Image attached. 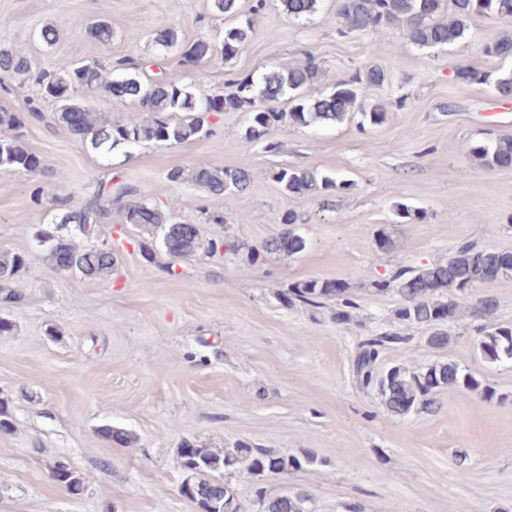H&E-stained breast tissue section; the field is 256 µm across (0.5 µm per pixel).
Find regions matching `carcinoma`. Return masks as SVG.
<instances>
[{
	"instance_id": "cac0c4a2",
	"label": "carcinoma",
	"mask_w": 512,
	"mask_h": 512,
	"mask_svg": "<svg viewBox=\"0 0 512 512\" xmlns=\"http://www.w3.org/2000/svg\"><path fill=\"white\" fill-rule=\"evenodd\" d=\"M288 16L303 21L315 14L320 0H281ZM212 11L225 18L224 31L212 39H199L191 44L181 42L178 30L168 20L157 24L154 42L158 55L171 49L181 50L183 65L194 67L203 61L217 59L231 63L255 33L253 17L243 15L238 0H210ZM444 0H339L337 15L339 32L379 34L394 24L403 23L409 40L422 48H445L463 40L467 22L483 16H512V0H451V13L444 15ZM87 36L101 45L112 43V26L106 21L87 25ZM483 52L501 61L512 59V36L503 35L485 43ZM157 71H152V68ZM320 66L312 56L295 65H271L256 79L245 76L227 83L224 93L211 95L185 82V75L169 71L157 58H139L120 63L116 70L105 72L97 61L72 60L51 69L33 71L31 60L9 50L0 49V87L8 83L32 80L38 88V99L26 101L17 112H0V129L13 135L0 138V167L19 173L34 174L42 167L41 159L23 141V129L32 119L41 118L40 102L56 105L59 124L90 147L103 160L119 148L142 144L178 145L212 134L209 117L222 112L248 114L242 128V138L262 142L268 150L276 149L272 135L283 123L299 126L336 124L359 114L372 125L387 120L388 110L368 99V90L386 80L385 71L370 65L336 82L332 91L317 97L307 94L308 87L319 75ZM461 83L480 81L492 87L502 99H512V69L478 73L470 68L456 70ZM99 95L137 102L143 117L139 120L112 119L95 111L93 104ZM288 101V111L277 104ZM470 154L484 169L512 167V135H502L489 143L477 144ZM273 179L287 193L314 194L322 191L348 189L351 183L322 176L314 170L282 168ZM175 185H190L210 195L242 193L252 181L251 170L240 165L212 169L204 166L176 167L167 174ZM57 214L56 230L39 229L35 237L43 246L44 258L57 270L70 267L91 279L112 277L114 256L112 245L101 242L90 247L78 246L72 237L62 233L69 225L85 237L96 234L112 211L120 213L123 223L146 234L139 242L140 252L148 262L155 261V243H160L166 255L189 259L200 254L214 257L220 251L236 252L240 244L231 239H208L201 225L163 211L158 205L139 197V190L113 175L97 184L90 196L80 205L72 204L67 194H51ZM300 216L294 210L282 214L280 229L266 239L260 249L252 250L254 259L263 255L292 256L305 250L306 240L297 232ZM30 262L29 255L0 250V303L8 306L22 300V293L9 285ZM512 276V252L479 248L463 244L444 263L425 267L399 268L372 283L378 292L392 291L401 304L396 309L397 320L419 325L429 331L425 345L443 349L448 345L444 325L458 315V294L472 287ZM287 306L297 303L320 308L334 299L340 309L336 320H352L350 309L356 306L349 298V286L333 280H305L291 284L279 294ZM477 308L486 323L478 329L480 347L491 362L504 358L512 360V326L492 321L498 302L491 295L477 301ZM407 338L396 332H382L364 337L351 360V371L363 389L375 388L387 410L403 416L415 408L429 410L436 404L435 395L443 389L481 393L491 400L496 392L482 385L475 376L464 372L453 362H436L423 368L403 364L382 372L376 369L383 351L392 344L404 343ZM181 466L190 477L196 504L202 512H249L235 490L224 479L231 473L244 471L260 479L268 475H286L314 463L308 452L284 456L262 448L240 447L233 453L219 455L211 448H196L185 442L179 449ZM54 481L73 495L82 492L80 477L69 466L57 464ZM308 494L303 491L279 496L256 492L254 512H305Z\"/></svg>"
}]
</instances>
